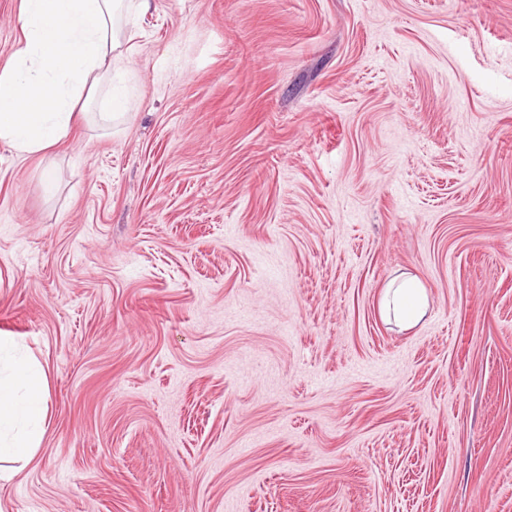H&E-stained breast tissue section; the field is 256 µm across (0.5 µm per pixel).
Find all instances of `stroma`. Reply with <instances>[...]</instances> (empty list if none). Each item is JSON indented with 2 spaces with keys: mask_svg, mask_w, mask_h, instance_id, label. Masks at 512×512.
Instances as JSON below:
<instances>
[{
  "mask_svg": "<svg viewBox=\"0 0 512 512\" xmlns=\"http://www.w3.org/2000/svg\"><path fill=\"white\" fill-rule=\"evenodd\" d=\"M121 25L124 115L0 142V336L51 413L0 512H512V0ZM429 293L424 282L414 275H405L391 281L384 288L380 311L383 318L402 329L416 327L427 312Z\"/></svg>",
  "mask_w": 512,
  "mask_h": 512,
  "instance_id": "obj_1",
  "label": "stroma"
}]
</instances>
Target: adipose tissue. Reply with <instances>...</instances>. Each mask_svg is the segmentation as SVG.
Segmentation results:
<instances>
[{
	"label": "adipose tissue",
	"mask_w": 512,
	"mask_h": 512,
	"mask_svg": "<svg viewBox=\"0 0 512 512\" xmlns=\"http://www.w3.org/2000/svg\"><path fill=\"white\" fill-rule=\"evenodd\" d=\"M122 0H22L23 37L0 67V141L20 155L46 151L66 135L87 88L108 82L111 105L124 91L110 80L122 58L115 24ZM429 293L417 276L384 289L380 311L404 329L427 312ZM50 418L42 373L14 359L0 374V460L34 455Z\"/></svg>",
	"instance_id": "ef3b65f1"
}]
</instances>
